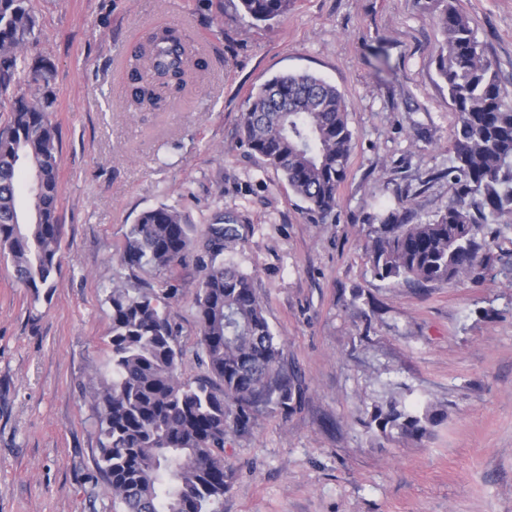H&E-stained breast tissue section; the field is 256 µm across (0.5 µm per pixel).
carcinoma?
<instances>
[{
  "label": "carcinoma",
  "mask_w": 512,
  "mask_h": 512,
  "mask_svg": "<svg viewBox=\"0 0 512 512\" xmlns=\"http://www.w3.org/2000/svg\"><path fill=\"white\" fill-rule=\"evenodd\" d=\"M31 0H0V112L22 82L36 93L10 102L0 129V256L16 279L39 292L53 287L59 267L58 174L61 155L49 120L53 68L30 65L20 49L35 37ZM436 18L443 35L438 73L458 114L451 167L454 189L435 219L409 224L397 211L372 229L369 258L375 276L420 287L473 276L481 266L482 227L512 219V93L486 58L470 18L443 0ZM256 22L288 13L292 0H240ZM135 105H156L185 92L203 59L173 28L152 33L129 63ZM251 153L280 173L321 220L336 210L352 148L347 106L335 86L309 73L286 74L249 96L241 123ZM27 171L28 206L19 179ZM243 240L224 215L199 240L174 208L143 211L130 225L119 261L163 273L194 262L202 272L195 292L197 335L206 375L180 379L183 352L169 300L178 289L140 281L116 285L112 309V381L97 392L100 419L97 467L124 512H222L231 467L224 439L252 416L294 407V385L281 366L283 348L267 321L251 275L224 250ZM446 418L433 405L409 410L396 401L374 406L370 423L384 436L421 440Z\"/></svg>",
  "instance_id": "obj_1"
}]
</instances>
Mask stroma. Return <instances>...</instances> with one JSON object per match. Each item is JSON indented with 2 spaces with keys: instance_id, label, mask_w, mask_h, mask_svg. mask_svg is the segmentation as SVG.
I'll use <instances>...</instances> for the list:
<instances>
[{
  "instance_id": "obj_1",
  "label": "stroma",
  "mask_w": 512,
  "mask_h": 512,
  "mask_svg": "<svg viewBox=\"0 0 512 512\" xmlns=\"http://www.w3.org/2000/svg\"><path fill=\"white\" fill-rule=\"evenodd\" d=\"M512 92V0H454ZM26 54L54 67L59 134V271L50 292L0 259V512H123L96 466L92 397L112 379L108 340L126 234L165 204L202 236L215 213L243 246L284 344L297 397L227 437L224 512H512V224L484 229L478 277L428 288L375 276L370 231L403 207L415 224L453 195L444 176L457 123L436 68L440 0H293L265 25L239 0H31ZM202 38L209 66L179 106L129 108V55L151 30ZM389 68L375 75L376 48ZM312 73L345 98L353 143L335 216L320 223L243 140L247 99L284 73ZM196 266L179 270L170 313L181 380L197 359ZM431 402L447 412L412 442L370 428L374 405Z\"/></svg>"
}]
</instances>
